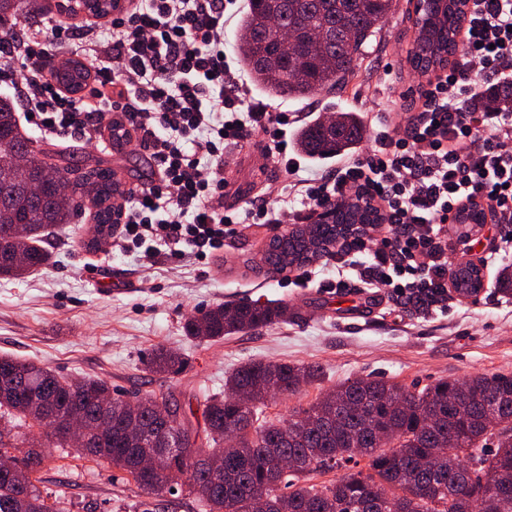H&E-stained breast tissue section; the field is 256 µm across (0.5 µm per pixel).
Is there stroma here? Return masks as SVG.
Returning <instances> with one entry per match:
<instances>
[{
    "mask_svg": "<svg viewBox=\"0 0 512 512\" xmlns=\"http://www.w3.org/2000/svg\"><path fill=\"white\" fill-rule=\"evenodd\" d=\"M416 0L396 7L371 36L343 92L306 100L266 99L274 111L295 113L298 123L342 109L371 118L381 103L411 98L422 78L408 63L414 39ZM263 138L224 151V206L265 195L283 200L289 178L266 165ZM41 148L67 152L65 170L101 165L112 168L122 191L157 179V169L138 143L115 147L105 138H39ZM93 207L50 239L52 267L21 280L0 279V355L48 366L65 380H106L130 397L166 394L182 409L200 411L204 398L224 391L226 376L254 360L316 364L324 376L300 393L270 401L268 416L287 420L295 410L355 376L424 388L440 380L475 374L512 375V299L498 294L499 268L483 272L485 285L473 298L452 296L446 311L398 305L387 290L358 283L327 295L318 288H291L284 273L264 261L281 224L251 226L226 238L223 250L205 260L172 258L166 250L146 257L124 249L120 230L96 238ZM248 299L287 303V322L199 343L185 336V317L225 301ZM166 346L184 353L187 364L158 376L146 355ZM38 488L59 497L65 512H138L147 495L126 473L76 459L71 448H56L40 471Z\"/></svg>",
    "mask_w": 512,
    "mask_h": 512,
    "instance_id": "obj_1",
    "label": "stroma"
}]
</instances>
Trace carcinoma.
Here are the masks:
<instances>
[{
	"label": "carcinoma",
	"mask_w": 512,
	"mask_h": 512,
	"mask_svg": "<svg viewBox=\"0 0 512 512\" xmlns=\"http://www.w3.org/2000/svg\"><path fill=\"white\" fill-rule=\"evenodd\" d=\"M26 0H0V30L18 23ZM394 0H249L237 44L242 65L270 97L308 99L343 86L358 64L364 44L384 23ZM462 12L448 11V19L434 33L436 52L427 61L412 47V70L435 65L444 68L456 54ZM277 19L296 34L300 55L290 57L270 29ZM478 108L512 109V81L485 90ZM332 126L320 120L304 126L297 148L305 155L325 158L357 148L366 134L355 112L338 111ZM13 150L28 156L29 177L39 195L32 197L15 184L16 174L0 167V277L19 279L47 267L52 252L45 247L49 230L72 224L85 209L96 208V227L112 226V169L95 166L72 182L67 200H57L63 169L43 163L38 149L19 127L14 103L0 96V153ZM355 215L340 212L336 221L293 228L273 239L284 244L269 248L264 260L281 272L302 266L304 257L336 246L338 226ZM288 319V304L242 300L217 304L191 314L185 334L200 341H217ZM183 364L182 354L158 347L147 358V369L168 374ZM314 365L253 361L232 372L224 394L206 399L203 424L193 425L180 407L161 395L135 402L112 393L107 381L85 378L69 383L49 367L0 356V452L20 450L9 441L19 426L44 430L45 443L31 442L15 460V468L0 473V512H18L21 499L37 503L40 512H57L35 485L34 474L48 456L40 448H65L67 439L46 428L43 407L75 411L94 421L78 457L124 471L147 494L156 498L172 489L182 471L180 450L203 457L204 449L224 458V476L215 478L201 466L192 484L204 512H512V375H480L465 381L443 380L420 391L397 383L364 377L347 379L287 421L265 414L270 387L295 394L317 381ZM247 392L250 405L231 395ZM111 404L104 412L100 402ZM162 405L168 418L154 406ZM138 425L146 446L133 443L126 429ZM492 455L485 454L489 440ZM166 448L158 471L145 479L138 470L150 445ZM295 461L277 466L282 457ZM365 459L360 465L359 459ZM356 470L340 479L315 483L317 475L348 463ZM495 493H487L488 487Z\"/></svg>",
	"instance_id": "cac0c4a2"
}]
</instances>
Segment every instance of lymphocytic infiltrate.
<instances>
[{"mask_svg": "<svg viewBox=\"0 0 512 512\" xmlns=\"http://www.w3.org/2000/svg\"><path fill=\"white\" fill-rule=\"evenodd\" d=\"M237 0H133L111 23L112 39L85 55L98 84L91 98L55 85L52 61L71 47L75 29L46 16L0 41V83L19 85L28 123L47 138L96 139L117 128L112 99L159 179L124 197L125 247L164 243L172 256L198 258L251 224L314 223L328 204L359 199L378 209L374 232L337 246L331 288L358 279L391 289L407 304L447 299L454 262L447 224L461 206L480 203L512 249V113L477 112L481 88L512 79V0H470L458 53L448 71L416 90L420 106L405 125L376 120L372 150L331 173L297 181L296 207L254 197L228 212L224 146L263 134L265 160L291 171L284 144L288 112L255 102L224 53V25Z\"/></svg>", "mask_w": 512, "mask_h": 512, "instance_id": "obj_1", "label": "lymphocytic infiltrate"}]
</instances>
